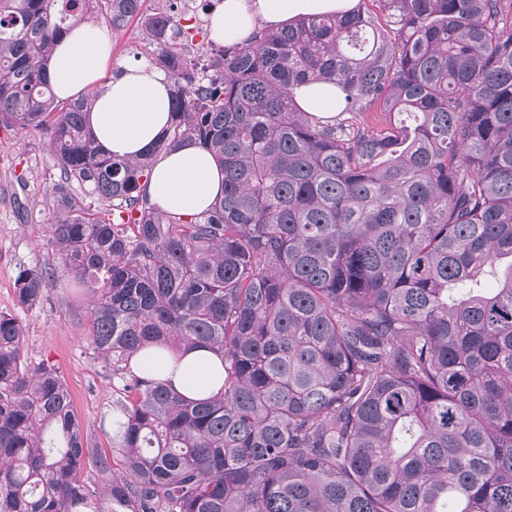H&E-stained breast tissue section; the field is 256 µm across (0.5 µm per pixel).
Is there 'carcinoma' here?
Instances as JSON below:
<instances>
[{
  "instance_id": "obj_1",
  "label": "carcinoma",
  "mask_w": 512,
  "mask_h": 512,
  "mask_svg": "<svg viewBox=\"0 0 512 512\" xmlns=\"http://www.w3.org/2000/svg\"><path fill=\"white\" fill-rule=\"evenodd\" d=\"M166 2L0 0V125L44 131L57 159L49 232L96 295L125 470L1 312L0 512H512V0H375L389 31L360 5L198 56ZM95 12L138 20L173 79L154 153L191 141L223 167L202 215L149 199L152 157L95 143L92 95L55 97V43ZM322 82L332 120L293 97ZM44 285L21 270L18 304ZM200 346L224 356L206 400L131 366Z\"/></svg>"
}]
</instances>
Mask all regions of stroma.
Returning a JSON list of instances; mask_svg holds the SVG:
<instances>
[{"mask_svg":"<svg viewBox=\"0 0 512 512\" xmlns=\"http://www.w3.org/2000/svg\"><path fill=\"white\" fill-rule=\"evenodd\" d=\"M104 31L112 43L110 70L146 58L151 50L137 22L120 29L108 25ZM59 176L58 162L42 132L0 127V312L21 323L29 362L44 361L58 369L89 445L109 456L113 470L119 472L122 457L112 446L106 419L118 398L119 382L107 375L91 347L90 309L95 297L60 276L49 233V192ZM25 268L46 274L43 297L29 308L18 305L15 297L17 274Z\"/></svg>","mask_w":512,"mask_h":512,"instance_id":"1","label":"stroma"}]
</instances>
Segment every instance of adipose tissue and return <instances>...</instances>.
Segmentation results:
<instances>
[{"instance_id":"obj_1","label":"adipose tissue","mask_w":512,"mask_h":512,"mask_svg":"<svg viewBox=\"0 0 512 512\" xmlns=\"http://www.w3.org/2000/svg\"><path fill=\"white\" fill-rule=\"evenodd\" d=\"M356 2L219 0L209 16L208 29L213 40L233 43L256 27L276 29L301 15L344 13L352 10ZM111 54L112 44L100 26L91 22L75 25L56 45L48 62L54 93L62 100L93 93L86 126L109 154L120 158L154 154L156 143L171 122L173 82L166 72L146 60L106 74ZM155 156L144 188L165 213L195 217L222 196L224 172L200 147L188 143L174 152ZM132 366L192 399L213 396L224 383V363L207 348L194 349L181 358L165 355L157 365L140 357L133 360Z\"/></svg>"}]
</instances>
